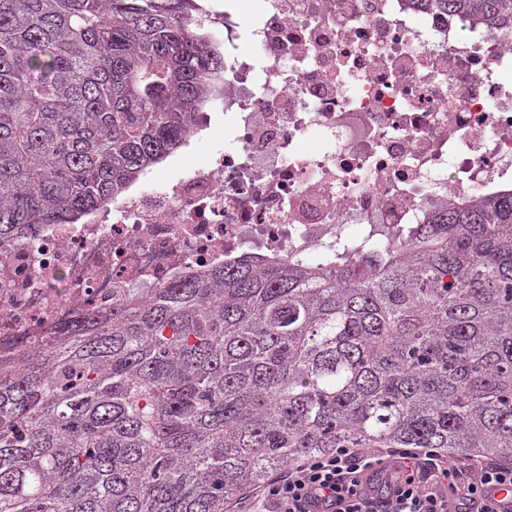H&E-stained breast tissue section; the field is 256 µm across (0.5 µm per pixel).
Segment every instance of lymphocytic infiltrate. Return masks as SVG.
<instances>
[{
	"label": "lymphocytic infiltrate",
	"mask_w": 512,
	"mask_h": 512,
	"mask_svg": "<svg viewBox=\"0 0 512 512\" xmlns=\"http://www.w3.org/2000/svg\"><path fill=\"white\" fill-rule=\"evenodd\" d=\"M512 464L450 462L436 448H339L288 465L255 498L264 512H497Z\"/></svg>",
	"instance_id": "f902f5d3"
}]
</instances>
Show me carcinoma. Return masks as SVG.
<instances>
[{"mask_svg": "<svg viewBox=\"0 0 512 512\" xmlns=\"http://www.w3.org/2000/svg\"><path fill=\"white\" fill-rule=\"evenodd\" d=\"M512 22V0H424ZM199 0H0V248L75 224L224 95ZM0 357V512H224L338 448L512 458V192L245 256Z\"/></svg>", "mask_w": 512, "mask_h": 512, "instance_id": "1", "label": "carcinoma"}]
</instances>
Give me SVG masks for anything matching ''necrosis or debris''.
I'll use <instances>...</instances> for the list:
<instances>
[{
    "label": "necrosis or debris",
    "instance_id": "obj_1",
    "mask_svg": "<svg viewBox=\"0 0 512 512\" xmlns=\"http://www.w3.org/2000/svg\"><path fill=\"white\" fill-rule=\"evenodd\" d=\"M209 23L225 57L243 36L254 50L224 82L225 146L8 246L0 343L245 250L312 256L512 186L511 25L412 0H260Z\"/></svg>",
    "mask_w": 512,
    "mask_h": 512
}]
</instances>
